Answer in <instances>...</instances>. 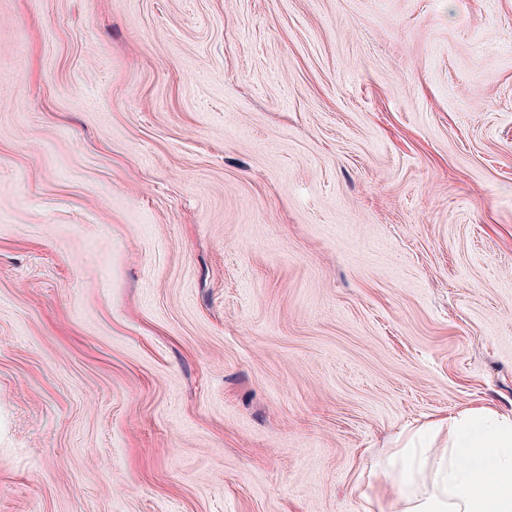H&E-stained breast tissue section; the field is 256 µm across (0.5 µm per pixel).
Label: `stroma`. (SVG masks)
Segmentation results:
<instances>
[{
  "label": "stroma",
  "mask_w": 512,
  "mask_h": 512,
  "mask_svg": "<svg viewBox=\"0 0 512 512\" xmlns=\"http://www.w3.org/2000/svg\"><path fill=\"white\" fill-rule=\"evenodd\" d=\"M512 415V0H0V512H363Z\"/></svg>",
  "instance_id": "stroma-1"
}]
</instances>
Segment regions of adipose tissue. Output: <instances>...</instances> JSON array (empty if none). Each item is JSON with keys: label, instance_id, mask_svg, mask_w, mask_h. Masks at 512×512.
I'll return each mask as SVG.
<instances>
[{"label": "adipose tissue", "instance_id": "adipose-tissue-1", "mask_svg": "<svg viewBox=\"0 0 512 512\" xmlns=\"http://www.w3.org/2000/svg\"><path fill=\"white\" fill-rule=\"evenodd\" d=\"M386 465L397 497L364 512H512V416L477 406L407 427Z\"/></svg>", "mask_w": 512, "mask_h": 512}]
</instances>
